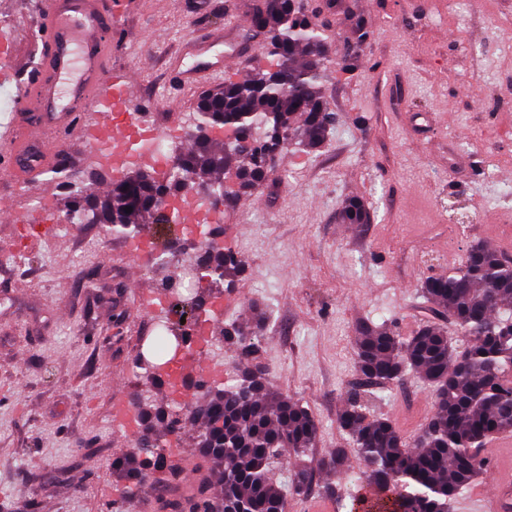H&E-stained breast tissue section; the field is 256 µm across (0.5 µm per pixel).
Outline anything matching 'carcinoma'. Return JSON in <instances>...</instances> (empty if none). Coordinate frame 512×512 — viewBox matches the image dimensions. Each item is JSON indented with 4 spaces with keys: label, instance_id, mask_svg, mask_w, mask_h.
Returning <instances> with one entry per match:
<instances>
[{
    "label": "carcinoma",
    "instance_id": "1",
    "mask_svg": "<svg viewBox=\"0 0 512 512\" xmlns=\"http://www.w3.org/2000/svg\"><path fill=\"white\" fill-rule=\"evenodd\" d=\"M321 14L318 3L294 12L290 0H260L253 26L265 38L275 67L253 59L236 78L201 94L197 111L207 126L250 140L248 155H237L231 142L217 146L201 134L168 179L138 170L102 196L72 192L71 207L116 233L137 234L146 224L168 223L161 201L190 184L222 189L230 200L264 181L284 147H320L334 125L322 96L325 58L310 51L311 45L324 44ZM228 168L238 172L235 188L225 181ZM341 219L369 224L372 216L363 202L352 200ZM188 260L214 282H231L243 271L238 254L214 238ZM421 294L447 313L460 342L440 323L423 324L407 339L368 319L355 327L357 369L366 379L394 383L412 376L432 389L434 412L415 438L405 437L389 417L370 414L374 396L355 394L338 418L348 447L295 469L283 489L270 477L271 467L287 456L303 460L319 426L300 402L266 385L254 364L259 336L246 324L230 322L222 336L242 378L231 386L209 385L196 401L157 406L146 397L139 409L140 439L132 454L112 461L113 474L124 489L140 486L147 470L169 484L180 483L182 459L173 458L165 445L173 426L182 432L189 425L195 430L192 459L198 473L193 512H285L286 494H309L317 472L341 473L352 456L364 468L359 488L344 493L337 486L322 487L344 512H361L365 494L376 498L373 512H449L487 465L483 443L512 431V259L492 245L474 244L462 269L427 278Z\"/></svg>",
    "mask_w": 512,
    "mask_h": 512
}]
</instances>
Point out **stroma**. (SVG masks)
<instances>
[{"label": "stroma", "instance_id": "obj_1", "mask_svg": "<svg viewBox=\"0 0 512 512\" xmlns=\"http://www.w3.org/2000/svg\"><path fill=\"white\" fill-rule=\"evenodd\" d=\"M41 0H0V55L14 77L0 102L27 90L40 54ZM108 35L112 68L136 71L132 105L148 120L195 112L216 80L176 89L168 66L194 62L198 28L223 33L254 0H122ZM373 36L352 70L333 69L324 86L336 129L316 152L281 151L273 174L224 204L226 246L245 271L224 289L228 305L214 328L253 323L254 305L272 318L257 333L273 389L299 399L319 425L313 458L343 434L337 416L349 395L376 393L375 409L406 435L433 412V394L415 380L366 383L356 367L354 327L369 319L411 335L439 311L420 297L421 281L460 267L470 244L485 241L512 256V0H347L330 18L329 54L350 45L349 18ZM66 140L78 186L103 193L115 179L91 160L85 130ZM13 215L0 219V512H155L166 485L148 475L122 495L112 461L134 443L112 425V406L134 407L144 391L157 404L168 388L151 385L136 360H154L145 337L142 292L158 277L141 272L127 237L102 224L60 230L70 196L56 173L1 175ZM357 199L369 224L340 219ZM348 474L322 471L287 512H311L320 487L355 488Z\"/></svg>", "mask_w": 512, "mask_h": 512}]
</instances>
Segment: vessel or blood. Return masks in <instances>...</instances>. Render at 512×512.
Listing matches in <instances>:
<instances>
[{
    "label": "vessel or blood",
    "mask_w": 512,
    "mask_h": 512,
    "mask_svg": "<svg viewBox=\"0 0 512 512\" xmlns=\"http://www.w3.org/2000/svg\"><path fill=\"white\" fill-rule=\"evenodd\" d=\"M120 0H43L44 39L34 66L32 88L35 95H21L17 111L35 112L34 133L18 135L14 126L0 133V148L9 154L8 169H28L35 158L47 151L40 139L47 133L63 137L80 125V115L69 108L76 101L99 115L112 142L124 140L129 124L136 122V110L113 116L112 104L126 97L133 74L108 67L109 49L105 29L116 18ZM237 24H230L225 35L208 30L196 32L194 40L204 59L192 66L174 62L171 81L179 87L223 73L225 67L246 60L247 54L236 38ZM489 461H500L501 470L490 489H475L477 512H512V435H501Z\"/></svg>",
    "instance_id": "1"
}]
</instances>
